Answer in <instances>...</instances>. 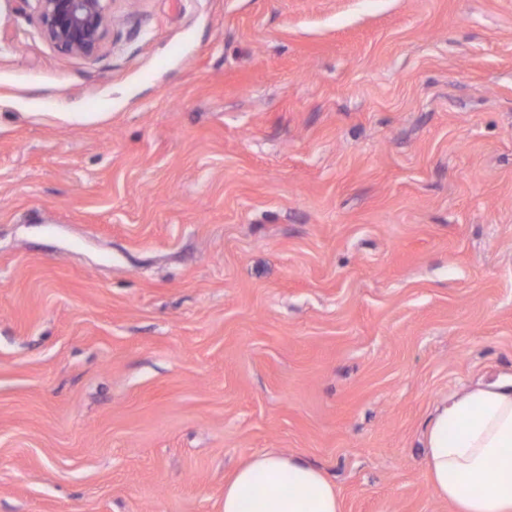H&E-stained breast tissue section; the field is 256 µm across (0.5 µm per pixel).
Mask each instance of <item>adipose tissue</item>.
<instances>
[{
  "label": "adipose tissue",
  "mask_w": 512,
  "mask_h": 512,
  "mask_svg": "<svg viewBox=\"0 0 512 512\" xmlns=\"http://www.w3.org/2000/svg\"><path fill=\"white\" fill-rule=\"evenodd\" d=\"M424 471L458 512H512V378L440 402ZM222 512H342V505L320 469L269 452L251 456L225 479Z\"/></svg>",
  "instance_id": "1"
}]
</instances>
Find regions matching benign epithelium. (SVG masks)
<instances>
[{
  "instance_id": "7a95c632",
  "label": "benign epithelium",
  "mask_w": 512,
  "mask_h": 512,
  "mask_svg": "<svg viewBox=\"0 0 512 512\" xmlns=\"http://www.w3.org/2000/svg\"><path fill=\"white\" fill-rule=\"evenodd\" d=\"M45 38L66 55H95L112 23V0H36Z\"/></svg>"
}]
</instances>
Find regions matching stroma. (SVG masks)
Returning a JSON list of instances; mask_svg holds the SVG:
<instances>
[{
	"label": "stroma",
	"mask_w": 512,
	"mask_h": 512,
	"mask_svg": "<svg viewBox=\"0 0 512 512\" xmlns=\"http://www.w3.org/2000/svg\"><path fill=\"white\" fill-rule=\"evenodd\" d=\"M0 0V512H221L280 452L455 512L437 403L512 375V0ZM45 38L66 55H95L112 23V0H35Z\"/></svg>",
	"instance_id": "obj_1"
}]
</instances>
